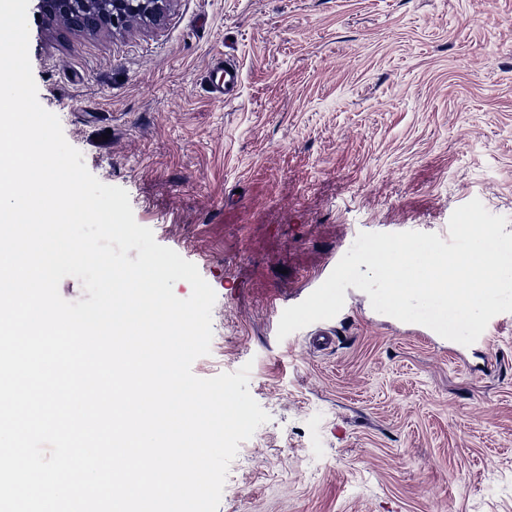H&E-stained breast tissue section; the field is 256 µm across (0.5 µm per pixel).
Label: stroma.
<instances>
[{"label":"stroma","mask_w":512,"mask_h":512,"mask_svg":"<svg viewBox=\"0 0 512 512\" xmlns=\"http://www.w3.org/2000/svg\"><path fill=\"white\" fill-rule=\"evenodd\" d=\"M28 27L40 104L216 293L194 375L253 365L270 419L218 512H512V312L469 346L351 286L282 340L275 314L359 233L445 239L475 198L512 233V0H175L120 33ZM224 52L228 105L207 91ZM208 92L219 103L229 104L233 94L242 81V75L237 64L224 59L223 54L214 57L209 69Z\"/></svg>","instance_id":"stroma-1"}]
</instances>
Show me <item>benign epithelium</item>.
Masks as SVG:
<instances>
[{
	"instance_id": "1",
	"label": "benign epithelium",
	"mask_w": 512,
	"mask_h": 512,
	"mask_svg": "<svg viewBox=\"0 0 512 512\" xmlns=\"http://www.w3.org/2000/svg\"><path fill=\"white\" fill-rule=\"evenodd\" d=\"M175 0H37L34 9L66 24L75 13L91 20V28L122 31L135 22L160 24Z\"/></svg>"
}]
</instances>
